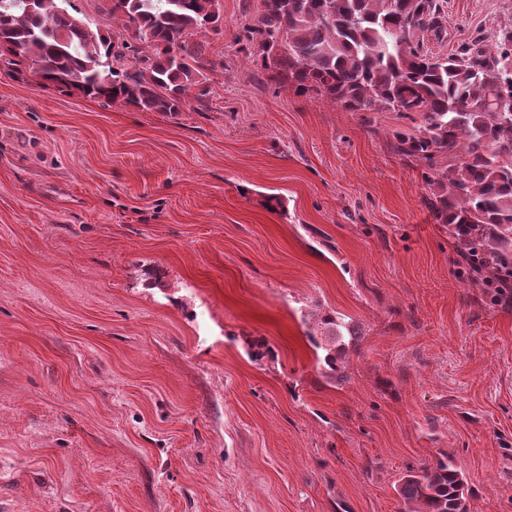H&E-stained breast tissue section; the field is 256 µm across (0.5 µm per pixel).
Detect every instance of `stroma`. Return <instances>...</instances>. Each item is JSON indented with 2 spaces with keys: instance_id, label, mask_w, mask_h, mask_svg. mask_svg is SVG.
Masks as SVG:
<instances>
[{
  "instance_id": "35a3bbf8",
  "label": "stroma",
  "mask_w": 512,
  "mask_h": 512,
  "mask_svg": "<svg viewBox=\"0 0 512 512\" xmlns=\"http://www.w3.org/2000/svg\"><path fill=\"white\" fill-rule=\"evenodd\" d=\"M174 115L0 70V512H404L452 456L512 512V305L372 117L264 82L241 0ZM512 23L447 0L446 54ZM362 336L344 379L308 315Z\"/></svg>"
}]
</instances>
